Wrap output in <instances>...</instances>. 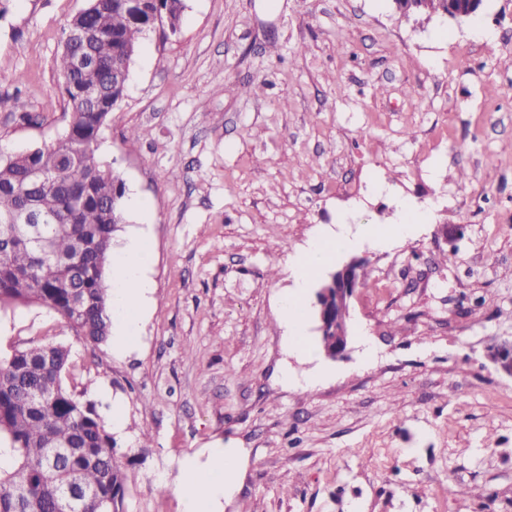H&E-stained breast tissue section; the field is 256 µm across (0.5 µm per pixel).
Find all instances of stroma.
<instances>
[{
  "instance_id": "obj_1",
  "label": "stroma",
  "mask_w": 512,
  "mask_h": 512,
  "mask_svg": "<svg viewBox=\"0 0 512 512\" xmlns=\"http://www.w3.org/2000/svg\"><path fill=\"white\" fill-rule=\"evenodd\" d=\"M86 5L0 0V151L65 132L53 61ZM185 5L178 37L141 40L95 152L125 184L114 254L150 245L140 336L94 349L18 307L0 311V356L70 346L69 389L125 422L124 512H183L155 481L207 448L241 455L220 512H512V376L490 358L512 340V0L464 21L391 0ZM401 198L429 223L317 277L368 263L346 356L311 317L315 355L294 351L289 255L322 229L398 223Z\"/></svg>"
}]
</instances>
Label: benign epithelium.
<instances>
[{
    "label": "benign epithelium",
    "mask_w": 512,
    "mask_h": 512,
    "mask_svg": "<svg viewBox=\"0 0 512 512\" xmlns=\"http://www.w3.org/2000/svg\"><path fill=\"white\" fill-rule=\"evenodd\" d=\"M483 0H459L453 9L457 19L479 12ZM363 263L352 260L337 270L316 292L315 314L319 336L332 338V347L325 351L331 359L343 358L350 343V300L358 288Z\"/></svg>",
    "instance_id": "obj_1"
}]
</instances>
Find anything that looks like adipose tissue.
Instances as JSON below:
<instances>
[{
  "instance_id": "adipose-tissue-1",
  "label": "adipose tissue",
  "mask_w": 512,
  "mask_h": 512,
  "mask_svg": "<svg viewBox=\"0 0 512 512\" xmlns=\"http://www.w3.org/2000/svg\"><path fill=\"white\" fill-rule=\"evenodd\" d=\"M357 243V238L343 232H321L290 256L288 268L294 288L283 299L279 314L291 332L290 346L299 353L310 351L304 335L309 288L319 272L338 253ZM148 258L147 243L139 237L132 239L116 260V273L111 281L112 319L116 324L112 348L115 351H124L138 336L143 315L151 304L153 289L145 270ZM238 468L237 456L220 448L211 449L205 459L185 461L184 480L173 485L172 491L182 497L184 512H214L225 490L234 484Z\"/></svg>"
}]
</instances>
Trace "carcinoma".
Masks as SVG:
<instances>
[{
	"instance_id": "obj_1",
	"label": "carcinoma",
	"mask_w": 512,
	"mask_h": 512,
	"mask_svg": "<svg viewBox=\"0 0 512 512\" xmlns=\"http://www.w3.org/2000/svg\"><path fill=\"white\" fill-rule=\"evenodd\" d=\"M408 15H447L453 0H396ZM184 0H88L68 25L55 68L63 78L67 129L47 149L0 157V308L37 305L83 341L110 335L106 265L125 223L123 181L96 161L99 132L122 98L139 39L180 33ZM87 64L77 66V59ZM43 182L31 184L29 173ZM32 211L39 221L10 218ZM63 343L30 344L0 357V512H65L63 494H85L83 512H123L125 483L115 441L96 410L63 384ZM62 451L49 459V451Z\"/></svg>"
}]
</instances>
